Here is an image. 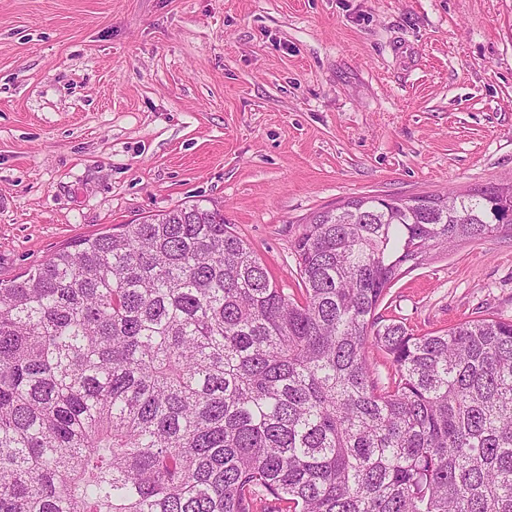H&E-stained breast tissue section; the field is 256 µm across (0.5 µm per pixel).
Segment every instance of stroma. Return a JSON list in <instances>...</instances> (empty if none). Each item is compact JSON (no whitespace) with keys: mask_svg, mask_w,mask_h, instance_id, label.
Returning a JSON list of instances; mask_svg holds the SVG:
<instances>
[{"mask_svg":"<svg viewBox=\"0 0 512 512\" xmlns=\"http://www.w3.org/2000/svg\"><path fill=\"white\" fill-rule=\"evenodd\" d=\"M510 180L512 0H0V282L201 200L292 294L314 212ZM378 313L512 319V235Z\"/></svg>","mask_w":512,"mask_h":512,"instance_id":"obj_1","label":"stroma"}]
</instances>
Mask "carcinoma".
Returning a JSON list of instances; mask_svg holds the SVG:
<instances>
[{
	"instance_id": "carcinoma-1",
	"label": "carcinoma",
	"mask_w": 512,
	"mask_h": 512,
	"mask_svg": "<svg viewBox=\"0 0 512 512\" xmlns=\"http://www.w3.org/2000/svg\"><path fill=\"white\" fill-rule=\"evenodd\" d=\"M506 230L512 182L359 197L295 238L296 296L194 203L0 282V512H512V320L377 314Z\"/></svg>"
}]
</instances>
